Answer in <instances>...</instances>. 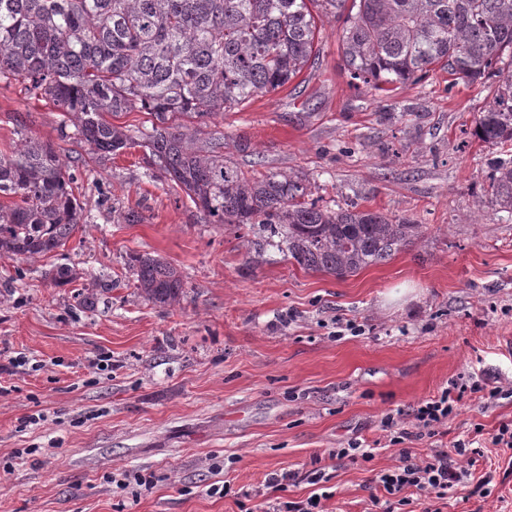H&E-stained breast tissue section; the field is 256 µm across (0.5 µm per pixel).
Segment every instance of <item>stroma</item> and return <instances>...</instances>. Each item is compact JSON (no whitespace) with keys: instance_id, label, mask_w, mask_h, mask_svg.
Returning a JSON list of instances; mask_svg holds the SVG:
<instances>
[{"instance_id":"35a3bbf8","label":"stroma","mask_w":512,"mask_h":512,"mask_svg":"<svg viewBox=\"0 0 512 512\" xmlns=\"http://www.w3.org/2000/svg\"><path fill=\"white\" fill-rule=\"evenodd\" d=\"M342 26L325 18L308 67L218 118L224 156L306 178L325 204L410 220L418 237L343 278L307 271L253 229L209 223L143 147L88 175L71 154L85 230L33 261L0 256V512H240L241 490L288 471L284 498L326 491L327 512H367L402 450L422 458L474 424L512 423V218L481 203L497 150L473 135L497 83L436 69L387 98L355 90ZM60 120L0 83V153L22 132L58 140ZM135 252L180 269L179 304L141 297ZM61 263L78 279L52 283ZM471 375L497 399L465 397L439 436L390 444L386 414L412 429L421 402ZM355 442L370 461L332 458ZM316 469L327 481L309 483ZM125 472L152 488L117 487ZM469 490L443 512H512V476Z\"/></svg>"}]
</instances>
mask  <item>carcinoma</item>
Masks as SVG:
<instances>
[{
    "label": "carcinoma",
    "instance_id": "obj_1",
    "mask_svg": "<svg viewBox=\"0 0 512 512\" xmlns=\"http://www.w3.org/2000/svg\"><path fill=\"white\" fill-rule=\"evenodd\" d=\"M351 6H346V3ZM346 14L342 53L353 86L390 92L434 67L468 84L499 78L512 51V0H0V82L61 112V140L84 165L139 145L161 176L212 224L258 227L263 245L338 278L387 261L419 225L372 211L330 209L296 174L245 175L224 160V111L275 91L311 63L318 18ZM135 107L134 136L111 118ZM73 127L72 134L66 133ZM474 135L512 144V74ZM64 148L23 135L0 156V255L28 261L66 246L82 227L77 176ZM484 203L512 214V153L485 170ZM135 288L155 306L180 301L178 268L130 258Z\"/></svg>",
    "mask_w": 512,
    "mask_h": 512
}]
</instances>
